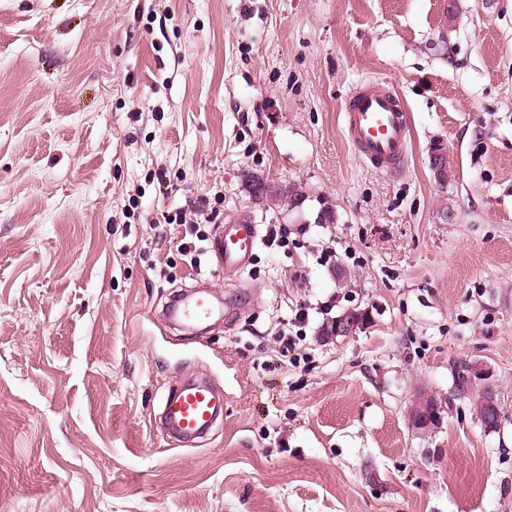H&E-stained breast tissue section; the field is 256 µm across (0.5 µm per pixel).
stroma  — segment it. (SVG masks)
Returning a JSON list of instances; mask_svg holds the SVG:
<instances>
[{
  "instance_id": "obj_1",
  "label": "stroma",
  "mask_w": 512,
  "mask_h": 512,
  "mask_svg": "<svg viewBox=\"0 0 512 512\" xmlns=\"http://www.w3.org/2000/svg\"><path fill=\"white\" fill-rule=\"evenodd\" d=\"M368 78L410 116L390 174L342 129ZM246 170L304 202H254ZM202 199L207 236L248 216L288 247L190 266L160 218ZM201 283L234 311L170 329ZM325 300L369 324L321 343ZM465 359L500 431L457 400L415 435ZM191 378L224 417L173 447L161 401ZM0 512H512V0H0ZM309 310L310 308L305 306H300V308L293 310V316L289 320L291 325L299 329L295 332V335L283 331L279 332L278 336H276L277 343H279L281 350V355L283 357H289V362H300V360L303 358V356L298 357L300 353H296L298 350L297 345L300 341V335H298V332L309 324ZM447 411L446 401L426 389H420L408 409L409 425L417 435H432L443 428ZM478 414L477 418L481 426L488 432L496 431L501 425V415L498 413V404L493 392L481 396L477 400Z\"/></svg>"
}]
</instances>
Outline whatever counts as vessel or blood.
<instances>
[{
	"label": "vessel or blood",
	"instance_id": "obj_1",
	"mask_svg": "<svg viewBox=\"0 0 512 512\" xmlns=\"http://www.w3.org/2000/svg\"><path fill=\"white\" fill-rule=\"evenodd\" d=\"M343 130L356 154L373 169L390 173L404 160L410 128L395 90L374 81L356 86L342 110ZM262 240L260 226L248 217H235L218 227L213 252L225 276L234 277L251 264ZM209 290L198 289L176 300L169 321H207L222 315ZM222 410L216 391L203 383H187L168 395L163 407L166 433L176 442L205 434Z\"/></svg>",
	"mask_w": 512,
	"mask_h": 512
}]
</instances>
